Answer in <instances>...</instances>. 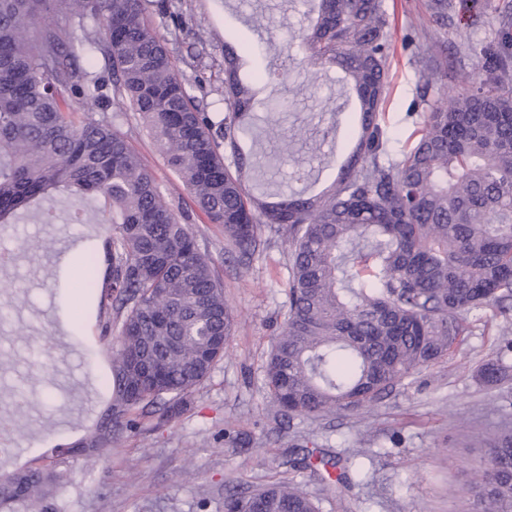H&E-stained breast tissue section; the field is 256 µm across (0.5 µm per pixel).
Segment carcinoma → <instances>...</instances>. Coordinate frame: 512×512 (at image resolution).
Masks as SVG:
<instances>
[{
  "label": "carcinoma",
  "instance_id": "obj_1",
  "mask_svg": "<svg viewBox=\"0 0 512 512\" xmlns=\"http://www.w3.org/2000/svg\"><path fill=\"white\" fill-rule=\"evenodd\" d=\"M45 0H0V224L63 192L102 198L111 226L98 307L113 337L112 402L94 445L141 427L149 409L169 423L224 357L214 337L231 335L224 286L189 225L163 199L152 171L112 119L95 111L97 87L80 65L87 52L72 28L88 13L104 21L113 87L164 151L167 166L224 249L247 269L265 244L262 229L288 243L283 327L265 366L272 401L295 415L355 411L448 356L482 308L512 315V59L485 58L486 77L428 99L412 141L391 153L380 119L389 78L391 23L382 0H320L303 36L314 62L341 70L359 104L356 144L323 194L256 197L259 160L239 133L259 120L224 50V131L188 96L166 43L145 18L146 0H57V18L38 23ZM451 0H428L448 27ZM85 106L73 107L75 98ZM234 158L235 169L225 163ZM370 251L347 273L346 247ZM84 288L97 287L95 256L80 258ZM512 344L479 369L486 385L508 371ZM84 449H53L50 463L0 474V512H48ZM478 512H512V433L495 435L470 486ZM317 512L295 485L275 482L249 498L224 496V512Z\"/></svg>",
  "mask_w": 512,
  "mask_h": 512
}]
</instances>
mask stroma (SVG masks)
I'll list each match as a JSON object with an SVG mask.
<instances>
[{"label": "stroma", "mask_w": 512, "mask_h": 512, "mask_svg": "<svg viewBox=\"0 0 512 512\" xmlns=\"http://www.w3.org/2000/svg\"><path fill=\"white\" fill-rule=\"evenodd\" d=\"M318 0H163L147 17L175 58L188 95L221 121L224 48L249 46L240 77L271 68L285 85L258 84L256 99L270 100L278 124L274 139L241 138L243 147L268 154L281 190L316 195L337 178L353 146L358 104L343 75L309 65L301 36ZM455 23L434 43L428 0H384L391 21L392 71L384 122L392 150L406 144L418 120L415 100L432 63L444 64L440 90L460 87L461 73L480 70L484 50L512 54V36L499 32L492 0L479 22L471 0H452ZM75 42H95L83 66L103 81L99 108L112 117L152 170L174 209L190 212L202 250L224 282L236 316L224 357L192 393L174 421L125 434L110 448L73 463L54 499L55 512H224L227 492L250 493L274 481L297 484L320 512H472L471 481L485 457V440L512 430V373L482 384L477 373L512 342V324L489 309L472 312L470 332L448 357L407 379L389 396L355 412L315 417L281 414L264 385V366L286 312L288 251L267 234L249 269L224 254L222 226L190 210L189 197L167 166L161 146L140 117L127 110L111 85L101 48L103 21L87 15ZM70 199L59 197L56 223H41L39 207L18 222L0 224V423L11 441L0 474L48 462L56 445L86 436L101 421L111 397L106 386L112 353L101 340L105 315L84 294L77 259L99 254L108 237L102 203H84L86 221L68 220ZM335 457L343 480L322 481L294 471L304 454Z\"/></svg>", "instance_id": "stroma-1"}]
</instances>
